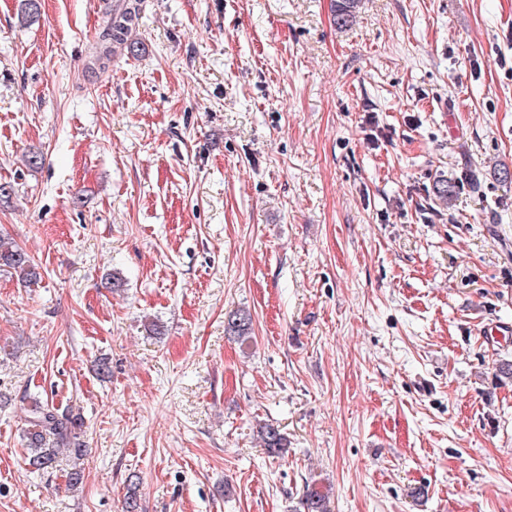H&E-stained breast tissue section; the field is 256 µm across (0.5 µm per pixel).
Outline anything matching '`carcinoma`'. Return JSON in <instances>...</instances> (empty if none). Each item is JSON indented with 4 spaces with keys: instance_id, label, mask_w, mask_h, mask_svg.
Listing matches in <instances>:
<instances>
[{
    "instance_id": "carcinoma-1",
    "label": "carcinoma",
    "mask_w": 512,
    "mask_h": 512,
    "mask_svg": "<svg viewBox=\"0 0 512 512\" xmlns=\"http://www.w3.org/2000/svg\"><path fill=\"white\" fill-rule=\"evenodd\" d=\"M358 0H338L334 21L339 26L350 22ZM137 3L126 4L109 14L99 35L100 52L95 63L104 69L111 62L119 46L128 42L131 25L138 16ZM7 268L23 283L32 285L41 280V275L31 257L14 242H7L0 236V269ZM251 316L245 312L229 315L226 330L245 341L250 337ZM27 428L24 438L28 448V465L36 470L53 467L57 458V449L66 448L75 457L83 456L84 444L80 442L81 423L69 412L56 407L53 403L39 398H29L25 408ZM260 436L264 447L270 453L278 455L287 447V440L280 429L272 423L260 426ZM305 512H330L326 505V495L321 491L308 493L304 500Z\"/></svg>"
}]
</instances>
